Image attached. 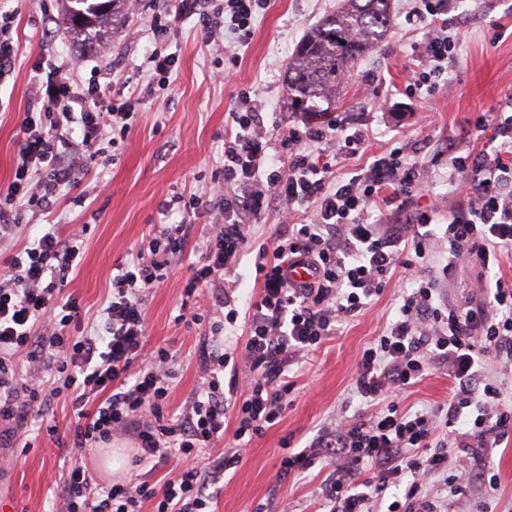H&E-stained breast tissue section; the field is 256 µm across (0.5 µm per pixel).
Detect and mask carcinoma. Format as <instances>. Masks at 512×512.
<instances>
[{
  "instance_id": "1",
  "label": "carcinoma",
  "mask_w": 512,
  "mask_h": 512,
  "mask_svg": "<svg viewBox=\"0 0 512 512\" xmlns=\"http://www.w3.org/2000/svg\"><path fill=\"white\" fill-rule=\"evenodd\" d=\"M61 15L74 38L93 50L98 36L125 23L129 0H59ZM390 0H342L307 34L288 64V108L318 112L317 102L336 98L350 63L375 45L391 22Z\"/></svg>"
}]
</instances>
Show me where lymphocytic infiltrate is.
Masks as SVG:
<instances>
[{"instance_id": "f902f5d3", "label": "lymphocytic infiltrate", "mask_w": 512, "mask_h": 512, "mask_svg": "<svg viewBox=\"0 0 512 512\" xmlns=\"http://www.w3.org/2000/svg\"><path fill=\"white\" fill-rule=\"evenodd\" d=\"M265 5L183 0V11L197 17L207 44L220 47L229 40L243 46ZM458 42L442 32L433 36L410 90L434 91L457 63ZM149 62L151 82L114 96L98 79H82L74 59L48 58L34 68L32 105L16 129L12 177L0 190V250L9 252L0 270V438L26 440L18 423L23 411L71 396L74 464L63 479L62 512H141L147 501L154 502L153 512H211L207 486L238 462L254 437L279 422L292 388L290 366L379 296L389 272L399 267L411 286L395 319L363 350L355 378L357 395L375 405V413L324 424L302 450L282 457L278 474H299L319 461L333 464L323 489L328 512H372L376 502L386 503V512H443L447 499L425 492L427 479L438 474L447 498L463 495L472 482L497 489L492 467L464 472L460 462L490 457L512 433L502 384L487 377L485 368L490 358L512 360V283L494 273L501 253L512 250V100L494 119L481 115L474 122L480 132L493 128L501 140L497 149L448 152V177L466 190L467 205L448 215L446 262L434 278L424 273L433 217L405 211L426 167L397 146L362 173L337 180L320 146L331 143L353 156L364 135L341 115L321 121L307 112L302 125L289 127L283 141L288 167L277 169L264 117L249 91L240 92L241 109L224 132L222 182L187 197L172 193L166 207L182 211V223L159 225L118 266L102 308L103 331L88 334L77 298L64 291L82 258V238L51 224L24 243L19 229L26 213L48 212L62 190L77 188L88 171L87 157L101 154L102 142L127 138L137 105L165 87L177 58L156 50ZM76 127L77 139L71 136ZM379 202L393 207L395 221L370 218ZM274 208L284 211L287 224L272 245L256 244L252 227ZM206 214L213 222L188 266L184 297L209 288L223 303L225 289L235 285L239 257L249 248L260 292L249 306L239 398L225 401L216 379L224 358L211 353L201 367L203 386L171 419L164 411L173 394L172 356L146 349V296L184 256L195 221ZM299 262L313 268L312 283L289 281V265ZM464 262L487 272L488 302L447 307L438 301L441 279ZM20 354L41 363L42 372L23 374ZM435 363L448 366L453 387L447 404L401 411L397 396ZM230 411L234 446L212 455ZM117 435L134 438V466L165 464L174 455L194 463L172 469L159 487L146 481L95 486L82 458L87 448Z\"/></svg>"}]
</instances>
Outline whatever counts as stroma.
<instances>
[{
	"label": "stroma",
	"mask_w": 512,
	"mask_h": 512,
	"mask_svg": "<svg viewBox=\"0 0 512 512\" xmlns=\"http://www.w3.org/2000/svg\"><path fill=\"white\" fill-rule=\"evenodd\" d=\"M338 3L270 0L254 24L248 46L232 61L203 44L195 19H180V0H166L168 10L178 16L164 42L178 58L168 88L160 91L158 99L142 101L124 143L106 147L102 157L89 161V174L80 188L84 205L63 196L51 214L26 215L19 230L24 241L48 223L82 232L83 257L70 272L65 290L78 298L86 326L101 324L99 311L116 265L157 225L181 221L180 213L164 208L168 193L192 194L221 170L224 130L231 124V113L239 109L241 90L257 93L265 123L273 131L271 155L276 165L287 164L288 151L281 141L293 119L288 110V61L304 35ZM391 6L392 21L384 37L351 65L336 93L333 112L359 118L365 133L360 155L343 161L336 174L350 177L370 157L403 145L411 161L435 167L431 181L412 198L410 211L423 212L437 203L449 212L460 202L448 181L449 148H490V133L478 132L473 121L483 113L495 115L512 96V0H459L456 24L465 36L457 66L423 99L410 94L407 86L417 65L414 48L430 33L407 21L411 0H391ZM0 8L15 11L18 36L15 71L0 85L1 188L11 178L18 149L16 126L29 106L33 66L46 51L60 58L74 53L75 43L59 18L57 0H0ZM150 19L147 11L129 18L98 50L88 52L92 64L115 61L108 77L112 92L143 82L140 66L156 47ZM225 68L232 73L231 81H215L214 72ZM206 231L204 224H197L185 260L146 297L147 347L167 350L174 357L176 379L168 410L175 414L201 384L202 344L223 352L227 366L238 363L248 330L249 298L258 291L254 255L247 252L238 267L240 286L230 302L216 306L211 291L203 290L197 304L208 313L206 323L177 322L188 263L195 258L196 240ZM406 286L401 273H391L384 291L371 304L292 368L294 388L280 421L254 438L243 459L210 486L215 512H326L322 485L329 466L319 464L305 473L278 478L282 441L306 442L343 411L356 420L371 415V407L355 393L358 361L396 316ZM442 295L450 306L484 301L481 269L473 264L456 268ZM450 388L447 367L433 368L399 395V407L414 412L445 404ZM70 464L65 448L46 436L38 437L28 450L12 447L0 454V466L14 473L16 512H60V477ZM489 464L499 474L497 491L467 488L465 496L454 500L451 512H512V436L494 451Z\"/></svg>",
	"instance_id": "obj_1"
}]
</instances>
